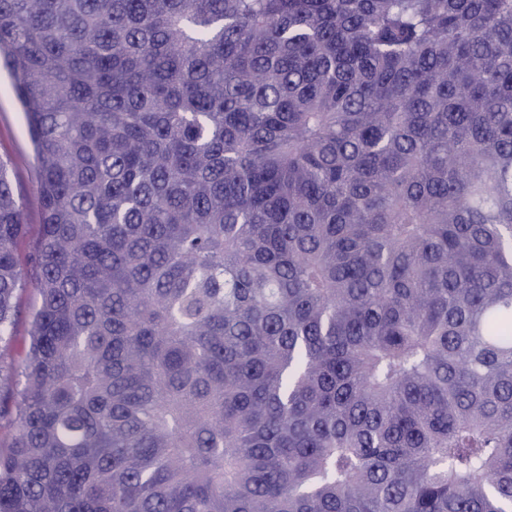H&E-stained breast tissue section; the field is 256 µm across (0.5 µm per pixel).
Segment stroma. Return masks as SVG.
Listing matches in <instances>:
<instances>
[{
    "mask_svg": "<svg viewBox=\"0 0 512 512\" xmlns=\"http://www.w3.org/2000/svg\"><path fill=\"white\" fill-rule=\"evenodd\" d=\"M0 159L8 164L13 191L19 199L24 228L15 246V259L25 281L14 298L16 316L10 334L0 340V366L17 364L31 329V315L39 304L34 289L36 267L33 252L42 230V206L37 191L39 170L28 122L15 94L12 78L0 64Z\"/></svg>",
    "mask_w": 512,
    "mask_h": 512,
    "instance_id": "1",
    "label": "stroma"
}]
</instances>
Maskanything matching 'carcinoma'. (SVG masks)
I'll return each mask as SVG.
<instances>
[{"label":"carcinoma","instance_id":"cac0c4a2","mask_svg":"<svg viewBox=\"0 0 512 512\" xmlns=\"http://www.w3.org/2000/svg\"><path fill=\"white\" fill-rule=\"evenodd\" d=\"M0 55V512H512V0H0ZM22 232L0 160V338ZM0 157L8 164L9 178L22 205L25 224L15 246V259L26 285L17 290L14 298L16 316L11 335L4 336L0 342V366L7 368L21 360L31 329V315L39 305L34 289L33 252L42 230V206L37 191L39 170L28 122L3 62H0Z\"/></svg>","mask_w":512,"mask_h":512}]
</instances>
